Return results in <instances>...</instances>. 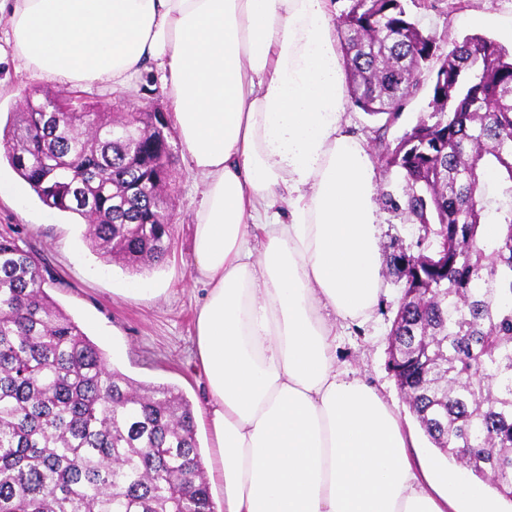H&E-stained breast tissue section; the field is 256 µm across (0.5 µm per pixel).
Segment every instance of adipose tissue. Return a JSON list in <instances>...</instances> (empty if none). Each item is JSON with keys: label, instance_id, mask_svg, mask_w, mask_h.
Segmentation results:
<instances>
[{"label": "adipose tissue", "instance_id": "adipose-tissue-1", "mask_svg": "<svg viewBox=\"0 0 512 512\" xmlns=\"http://www.w3.org/2000/svg\"><path fill=\"white\" fill-rule=\"evenodd\" d=\"M16 57L57 85L162 71L204 190L195 355L224 512H495L416 466L378 391L336 358L381 291L367 145L345 119L327 0H0Z\"/></svg>", "mask_w": 512, "mask_h": 512}]
</instances>
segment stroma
Masks as SVG:
<instances>
[{
  "mask_svg": "<svg viewBox=\"0 0 512 512\" xmlns=\"http://www.w3.org/2000/svg\"><path fill=\"white\" fill-rule=\"evenodd\" d=\"M410 17L443 46L472 34L485 35L502 46L512 45L504 30L512 26V0H404ZM63 94V87L35 78L12 57L7 22H0V129L23 112L29 93ZM87 101H104L111 112L136 108L169 111L160 73L149 70L126 87L84 86ZM175 148L168 210L174 231L168 254L160 266L135 273L108 263L88 247L85 226L78 217L45 206L34 193L0 197V233H11L49 268L46 290L106 355L111 367L141 384H168L189 400L195 417L201 456L211 452V434L204 402L206 380L195 358L194 309L204 295L193 279V217L202 194L200 178L188 163L179 137ZM379 247L393 243L414 247L417 225L387 205L379 207ZM131 286L143 288L146 299L126 298ZM400 290L384 277L377 305L361 325L336 324L337 356L350 376L374 386L397 414L424 457L438 456L419 428L389 370L388 333Z\"/></svg>",
  "mask_w": 512,
  "mask_h": 512,
  "instance_id": "obj_1",
  "label": "stroma"
}]
</instances>
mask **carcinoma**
Returning a JSON list of instances; mask_svg holds the SVG:
<instances>
[{
  "label": "carcinoma",
  "mask_w": 512,
  "mask_h": 512,
  "mask_svg": "<svg viewBox=\"0 0 512 512\" xmlns=\"http://www.w3.org/2000/svg\"><path fill=\"white\" fill-rule=\"evenodd\" d=\"M348 92L370 116L378 167L402 177L385 204L421 226L425 250L387 257L406 278L390 370L440 452L512 501V53L470 35L444 50L403 0H349L336 18ZM429 111L385 142L421 77ZM84 96L27 100L5 126L7 159L39 200L86 223L106 262L162 263L172 224L156 191L173 157ZM137 185L115 224L112 199ZM498 225L493 237L485 224ZM48 270L0 235V512H214L192 406L171 385L143 386L46 291Z\"/></svg>",
  "instance_id": "obj_1"
}]
</instances>
